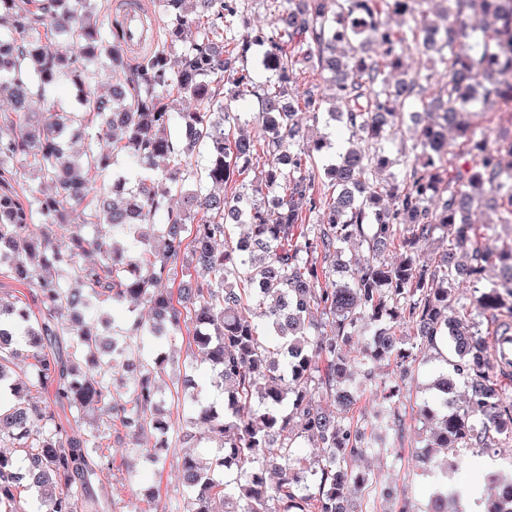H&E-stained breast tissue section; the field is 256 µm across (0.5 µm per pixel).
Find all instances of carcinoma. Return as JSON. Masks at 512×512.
Segmentation results:
<instances>
[{
	"mask_svg": "<svg viewBox=\"0 0 512 512\" xmlns=\"http://www.w3.org/2000/svg\"><path fill=\"white\" fill-rule=\"evenodd\" d=\"M158 6L130 39L119 21H99L97 0H0L11 46L0 53V93L13 103L0 115V253L9 259L0 275L36 303L0 298V442L25 453L20 466L0 453V508L18 512V490L36 488L42 512H99L100 495L112 500L101 482L112 470L102 426L116 419L133 437L159 434L160 448L167 436L184 442L198 429L214 443L206 465L190 454L178 461L183 512H216L217 503L224 512H364L384 488L354 459L386 455L403 437L399 384L378 379L374 365L393 362L405 376L440 342L454 358L421 409L436 424L425 468L446 475L457 449L489 452L494 435L511 436L512 393L498 373L512 359L498 372L487 365L473 309L512 308V242L484 247L469 215L490 206L512 224V168L500 162L512 156V138L490 142L460 117L491 100L512 105V0H268L274 30L246 35L240 0ZM477 11L493 19L480 35L469 23ZM385 13L402 26H386ZM340 44L351 49L345 61L336 57ZM412 48L433 59L410 74ZM325 71L335 88L329 120L354 142L343 151L327 136L300 143L304 117L322 111L303 75ZM102 75L112 80L107 94L96 88ZM63 79L76 87V105L56 112L50 91ZM183 95L198 108L175 111ZM249 96L259 101L253 137L232 130L235 104ZM420 109L430 119L403 147L410 173L380 182L393 164L387 143ZM450 125L480 150L477 165L448 159ZM72 131L86 137L79 160L68 150ZM200 146L205 181L222 187L255 156L260 177L229 198L202 193L192 166ZM119 152L140 167L138 178L116 169ZM316 153L327 160L321 171ZM14 159L36 169L37 184L23 194ZM108 173L103 195L97 180ZM323 180L327 191L318 193ZM173 195L181 207L168 205ZM163 208L166 223H154ZM236 224L248 227L240 241L230 234ZM428 242L436 244L431 263L419 253ZM351 243L368 257L339 271L336 257ZM90 251L98 260L86 264ZM50 268L69 284L43 274ZM178 276L177 288L164 286ZM464 282L472 302L451 301ZM108 301L146 303L152 319L104 334ZM17 328L46 394L40 402L28 382L10 377ZM185 331L224 399L204 403L184 375L190 403L175 424L159 399L172 361L152 348ZM119 365L135 371L122 392L112 383ZM460 378L471 389L462 408ZM367 393L378 399L369 415L358 408ZM323 394L343 416L322 407ZM89 408L98 421L87 420ZM300 440L316 442L320 454H298ZM485 512H512V493L496 494Z\"/></svg>",
	"mask_w": 512,
	"mask_h": 512,
	"instance_id": "obj_1",
	"label": "carcinoma"
}]
</instances>
